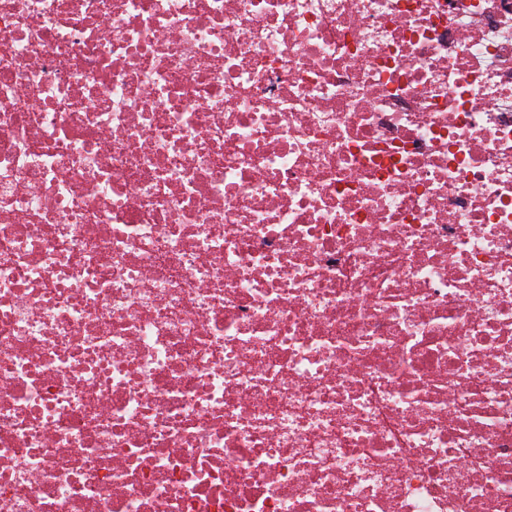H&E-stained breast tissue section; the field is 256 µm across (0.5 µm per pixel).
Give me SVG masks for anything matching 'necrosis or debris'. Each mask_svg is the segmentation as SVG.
<instances>
[{
	"mask_svg": "<svg viewBox=\"0 0 512 512\" xmlns=\"http://www.w3.org/2000/svg\"><path fill=\"white\" fill-rule=\"evenodd\" d=\"M0 512H512V0H0Z\"/></svg>",
	"mask_w": 512,
	"mask_h": 512,
	"instance_id": "4bbe7bcc",
	"label": "necrosis or debris"
}]
</instances>
